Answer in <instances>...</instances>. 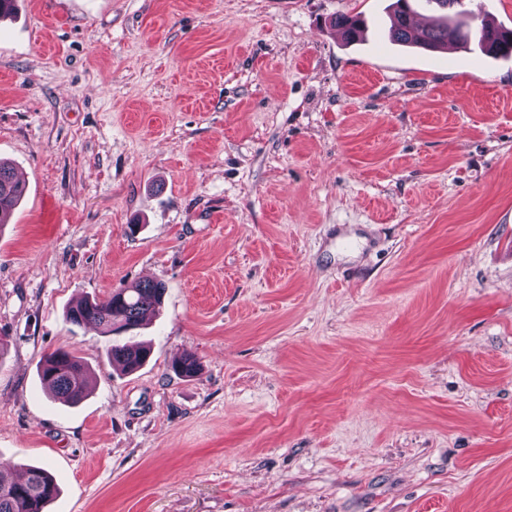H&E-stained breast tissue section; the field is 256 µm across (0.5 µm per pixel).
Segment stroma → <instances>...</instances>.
Here are the masks:
<instances>
[{
    "label": "stroma",
    "mask_w": 512,
    "mask_h": 512,
    "mask_svg": "<svg viewBox=\"0 0 512 512\" xmlns=\"http://www.w3.org/2000/svg\"><path fill=\"white\" fill-rule=\"evenodd\" d=\"M391 2L0 20V462L51 470L46 512H512V56L376 38ZM143 280L140 328L66 321ZM330 24L337 28L348 42L358 41L365 30V22L360 15L356 17L338 15L331 18ZM24 194L23 183L12 169L0 162V224H7L10 215ZM149 349L140 344L112 343L107 351L113 365L124 372H133L140 368L149 355ZM39 376L49 394L67 403H78L88 392V368L64 350L48 354L40 366Z\"/></svg>",
    "instance_id": "1"
}]
</instances>
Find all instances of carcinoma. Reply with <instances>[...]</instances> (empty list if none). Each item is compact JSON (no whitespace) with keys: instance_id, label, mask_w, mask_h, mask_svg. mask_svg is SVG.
Wrapping results in <instances>:
<instances>
[{"instance_id":"obj_1","label":"carcinoma","mask_w":512,"mask_h":512,"mask_svg":"<svg viewBox=\"0 0 512 512\" xmlns=\"http://www.w3.org/2000/svg\"><path fill=\"white\" fill-rule=\"evenodd\" d=\"M413 0H394L389 39L398 46H416L429 51L450 46L468 47L471 44L489 56L512 54V29L491 26L479 15L468 10L450 13L446 8L461 5L462 0H426L434 2L445 12L433 17L430 23L414 34L408 21L414 13ZM349 42L359 40L365 30L361 16L338 15L330 20ZM24 194L23 183L12 169L0 162V224L8 223L10 215ZM165 287L160 282L140 281L120 289L105 299H86L66 311V319L75 325L92 323L101 332L111 335L117 330H132L146 318L159 311ZM149 355V349L140 344L116 342L107 351L112 364L124 372L140 368ZM174 371L184 378H192L199 371L198 361L187 355L175 363ZM39 376L49 394L59 400L75 404L88 392V368L64 350L48 354L40 366ZM13 465L0 464V512H44L59 488L45 468L30 466L25 479L14 477Z\"/></svg>"}]
</instances>
